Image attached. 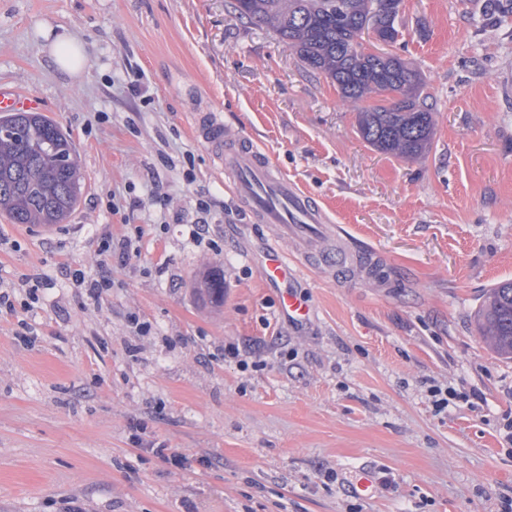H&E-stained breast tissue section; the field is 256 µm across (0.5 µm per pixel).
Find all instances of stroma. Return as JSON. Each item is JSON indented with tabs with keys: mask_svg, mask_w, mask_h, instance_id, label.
I'll return each instance as SVG.
<instances>
[{
	"mask_svg": "<svg viewBox=\"0 0 512 512\" xmlns=\"http://www.w3.org/2000/svg\"><path fill=\"white\" fill-rule=\"evenodd\" d=\"M232 3L0 0V91L41 103L85 178L60 230L0 214V512H505L512 360L474 314L512 280V0H403L390 51L435 120L418 160L364 142L355 106ZM46 25L84 43L78 78ZM205 112L378 261L303 268L307 322L261 276L299 243L234 198ZM434 385L458 394L440 414ZM140 423L167 456L133 447Z\"/></svg>",
	"mask_w": 512,
	"mask_h": 512,
	"instance_id": "obj_1",
	"label": "stroma"
}]
</instances>
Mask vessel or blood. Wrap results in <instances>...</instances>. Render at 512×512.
Instances as JSON below:
<instances>
[{"label":"vessel or blood","instance_id":"1","mask_svg":"<svg viewBox=\"0 0 512 512\" xmlns=\"http://www.w3.org/2000/svg\"><path fill=\"white\" fill-rule=\"evenodd\" d=\"M196 130L214 150L240 204L256 223L295 237L301 245L302 261L328 268L370 265L371 256L351 249L328 231V218L322 208L278 173L266 153L242 136L226 131L218 113L202 115ZM302 261L288 259L279 250H270L261 269L262 276L269 283L290 280L300 270ZM279 306L282 313L296 320L309 313L305 301L289 289L282 291Z\"/></svg>","mask_w":512,"mask_h":512}]
</instances>
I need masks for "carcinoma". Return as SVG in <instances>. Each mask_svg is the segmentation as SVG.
I'll return each instance as SVG.
<instances>
[{
  "instance_id": "carcinoma-1",
  "label": "carcinoma",
  "mask_w": 512,
  "mask_h": 512,
  "mask_svg": "<svg viewBox=\"0 0 512 512\" xmlns=\"http://www.w3.org/2000/svg\"><path fill=\"white\" fill-rule=\"evenodd\" d=\"M402 0H236L239 15L273 29L341 97L360 102L357 129L376 150L418 159L434 135L420 72L405 59L371 52L362 37L367 16L398 41ZM378 97L375 104L368 103ZM83 176L70 137L40 112L0 115V213L13 224H61L83 194ZM475 323L486 343L512 359V281L487 291Z\"/></svg>"
}]
</instances>
